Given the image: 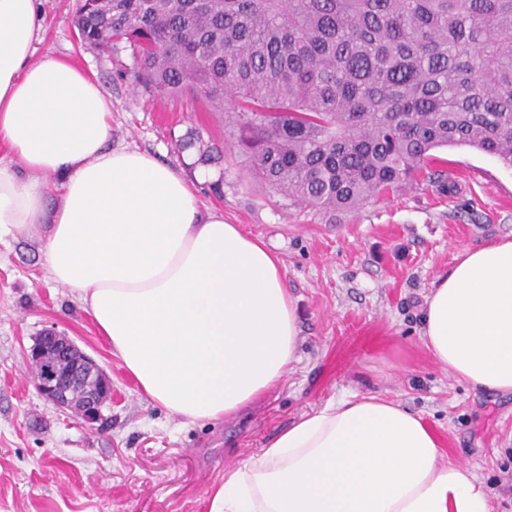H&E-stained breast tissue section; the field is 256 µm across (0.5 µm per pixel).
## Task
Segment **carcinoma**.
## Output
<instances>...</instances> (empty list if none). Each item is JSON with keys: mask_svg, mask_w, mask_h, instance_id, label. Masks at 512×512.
Masks as SVG:
<instances>
[{"mask_svg": "<svg viewBox=\"0 0 512 512\" xmlns=\"http://www.w3.org/2000/svg\"><path fill=\"white\" fill-rule=\"evenodd\" d=\"M82 44L152 97L203 92L254 181L345 210L476 148L512 167V0H98Z\"/></svg>", "mask_w": 512, "mask_h": 512, "instance_id": "cac0c4a2", "label": "carcinoma"}]
</instances>
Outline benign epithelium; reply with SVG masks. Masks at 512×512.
Listing matches in <instances>:
<instances>
[{"mask_svg": "<svg viewBox=\"0 0 512 512\" xmlns=\"http://www.w3.org/2000/svg\"><path fill=\"white\" fill-rule=\"evenodd\" d=\"M28 358L39 366L34 382L43 397L87 424L103 419L102 410L112 400V383L104 369L69 337L45 330L34 341Z\"/></svg>", "mask_w": 512, "mask_h": 512, "instance_id": "obj_1", "label": "benign epithelium"}]
</instances>
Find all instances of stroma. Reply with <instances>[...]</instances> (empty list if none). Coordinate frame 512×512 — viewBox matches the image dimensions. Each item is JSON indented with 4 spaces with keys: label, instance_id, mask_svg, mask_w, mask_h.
Wrapping results in <instances>:
<instances>
[{
    "label": "stroma",
    "instance_id": "35a3bbf8",
    "mask_svg": "<svg viewBox=\"0 0 512 512\" xmlns=\"http://www.w3.org/2000/svg\"><path fill=\"white\" fill-rule=\"evenodd\" d=\"M38 54L67 59L112 100L115 147L153 153L195 184L204 206L263 237L284 265L299 314V360L247 413L191 424L150 402L77 295L50 277L37 236L0 241V512H208L227 466L258 454L302 413L349 393L380 395L423 416L445 457L469 464L494 512H512V396L451 377L420 341L425 298L459 248L512 237V167L467 147L434 151L446 183L401 186L346 211L288 205L253 181L224 113L189 94L148 96L129 45L81 46L75 0H41ZM195 135L219 149L201 164ZM52 328L112 381L104 420L87 429L46 400L26 355Z\"/></svg>",
    "mask_w": 512,
    "mask_h": 512
}]
</instances>
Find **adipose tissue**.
I'll return each instance as SVG.
<instances>
[{
	"instance_id": "obj_1",
	"label": "adipose tissue",
	"mask_w": 512,
	"mask_h": 512,
	"mask_svg": "<svg viewBox=\"0 0 512 512\" xmlns=\"http://www.w3.org/2000/svg\"><path fill=\"white\" fill-rule=\"evenodd\" d=\"M38 5L0 0V237L39 233L52 280L151 402L190 423L235 416L297 359L283 262L172 167L110 146L99 82L37 56ZM420 339L474 391L512 395V238L458 250ZM443 456L422 416L353 394L225 468L209 512H492L470 466Z\"/></svg>"
}]
</instances>
